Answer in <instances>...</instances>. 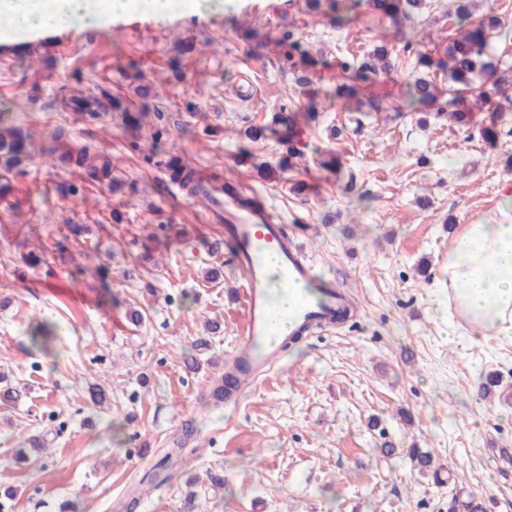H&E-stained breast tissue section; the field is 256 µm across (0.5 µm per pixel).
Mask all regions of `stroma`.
Wrapping results in <instances>:
<instances>
[{"label":"stroma","instance_id":"stroma-1","mask_svg":"<svg viewBox=\"0 0 512 512\" xmlns=\"http://www.w3.org/2000/svg\"><path fill=\"white\" fill-rule=\"evenodd\" d=\"M230 4L0 43V130L26 139L20 169L0 176V375L20 391L0 404V489L13 493L0 512H127L132 499L136 512H449L455 493L506 512L512 344L453 333L433 309L448 298L457 234L493 222L512 192V110L492 111L502 94L490 91L463 99L466 127L406 111L416 57L367 0L340 28L305 0ZM451 7L424 0L414 20L432 59L454 36ZM289 31L312 61L304 86ZM382 43L389 72L356 100L337 97L330 62ZM92 96L113 111L89 121L67 107ZM288 109L298 157L246 140ZM492 123L511 132L494 146L479 135ZM60 127L65 150L109 159L111 182L60 165L49 151ZM169 153L242 181L355 301L352 322L288 348L233 410L207 388L241 333L243 278L220 245L223 220L167 181ZM330 154L339 170L322 167ZM40 321L55 329L45 352L30 342ZM203 336L201 367L188 370ZM96 384L107 404L91 400ZM33 435L44 450L16 462ZM386 441L432 451L440 478L382 456Z\"/></svg>","mask_w":512,"mask_h":512}]
</instances>
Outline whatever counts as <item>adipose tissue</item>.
<instances>
[{
	"label": "adipose tissue",
	"mask_w": 512,
	"mask_h": 512,
	"mask_svg": "<svg viewBox=\"0 0 512 512\" xmlns=\"http://www.w3.org/2000/svg\"><path fill=\"white\" fill-rule=\"evenodd\" d=\"M172 0H0V42L61 28L99 29L141 12L164 15ZM448 309L471 335L512 343V205L496 223L464 225L448 254Z\"/></svg>",
	"instance_id": "adipose-tissue-1"
}]
</instances>
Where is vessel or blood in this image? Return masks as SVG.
<instances>
[{"label": "vessel or blood", "instance_id": "b4317fda", "mask_svg": "<svg viewBox=\"0 0 512 512\" xmlns=\"http://www.w3.org/2000/svg\"><path fill=\"white\" fill-rule=\"evenodd\" d=\"M213 210L224 214V236L233 248L237 267L246 275L242 334L224 363L223 378L210 387L211 395L234 406L280 364L284 343L293 344L334 327L350 309L351 300L343 287L333 282L326 283L318 294L306 292L315 265L289 239L284 225L266 209L242 205L237 198L227 195L214 202ZM269 251L277 255L282 277L296 288L295 303L287 315L290 328L283 343L270 334L276 308L270 300V272L264 261Z\"/></svg>", "mask_w": 512, "mask_h": 512}]
</instances>
